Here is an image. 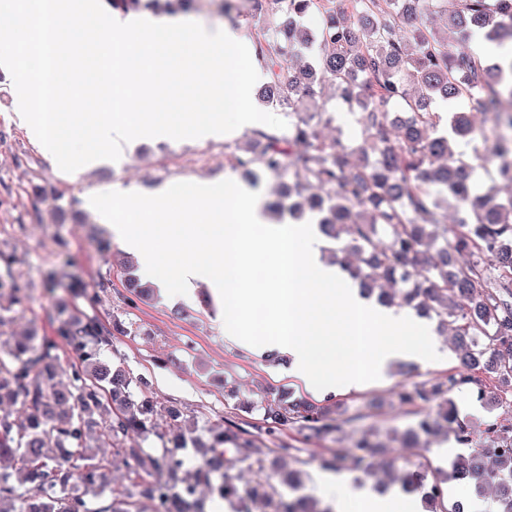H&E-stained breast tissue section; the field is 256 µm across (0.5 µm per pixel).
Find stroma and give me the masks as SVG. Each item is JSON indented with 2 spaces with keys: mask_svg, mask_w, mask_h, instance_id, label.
I'll return each instance as SVG.
<instances>
[{
  "mask_svg": "<svg viewBox=\"0 0 512 512\" xmlns=\"http://www.w3.org/2000/svg\"><path fill=\"white\" fill-rule=\"evenodd\" d=\"M246 8L245 0H192L177 17L226 26L252 41L262 22L246 16ZM11 85L10 74L0 71V253L13 259L9 265L0 262V278L25 288L28 300L0 316V347L33 332L54 335V305L61 300L73 318L95 316L116 325L105 358L129 373L130 394L151 395L156 403L155 428L143 447H161L164 437L175 431L204 438L210 428L232 423L263 447L291 449L290 465L306 473L298 495L321 499L322 460L331 447H349L351 439L370 426L384 431L413 424L418 410L399 404L398 385L405 379L431 381L458 366L447 348L448 337L440 336L446 348L442 360L405 361L404 374L389 370L382 382L337 397L344 422L337 439L308 438L290 426L271 436L260 433L267 405L280 394L302 402L310 401V394L285 364H271L225 341L215 323L219 307L205 285H198L191 298L169 296L163 288L147 301L134 297L124 284L123 248L86 206L89 194L116 188H158L193 179L240 180L229 158L243 145V134L202 141H133L124 145L119 161L65 173L14 121ZM35 185L44 187L42 199H33ZM51 271L57 274L52 289L45 283ZM75 279L87 284V295L70 296L68 286ZM452 400L469 428V442L463 445L443 434L414 449L411 467L431 478L444 477L456 456L484 447L489 425L512 426V406L480 403L467 389L454 392Z\"/></svg>",
  "mask_w": 512,
  "mask_h": 512,
  "instance_id": "stroma-1",
  "label": "stroma"
}]
</instances>
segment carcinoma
Listing matches in <instances>:
<instances>
[{
	"label": "carcinoma",
	"instance_id": "carcinoma-1",
	"mask_svg": "<svg viewBox=\"0 0 512 512\" xmlns=\"http://www.w3.org/2000/svg\"><path fill=\"white\" fill-rule=\"evenodd\" d=\"M263 27L256 54L268 76L267 103L288 110V128L256 130L231 155L246 178L288 179L274 204L279 214L299 220L317 216L331 244L332 262L356 282L363 296L386 307L411 308L437 320L455 336L460 368L433 383H411L398 392L403 404L423 410L408 431L412 437L440 430L468 442V429L449 398L463 386L497 406L512 397V194L496 187L478 192L473 162L480 151L500 157L496 174L512 185V54L495 61L446 50L448 34L461 40L480 35L512 46V0H248ZM318 17L311 28L308 16ZM310 54L302 68L284 63L288 53ZM352 109L360 130L354 146L323 136L330 124L325 90ZM462 106L440 131L436 100ZM482 114L490 127L476 124ZM57 338L34 346L17 343L0 358V400L30 405L24 418L0 411V458H9L16 481L0 473V512H133L130 495L112 490L111 503L92 509L112 462L97 448H111L141 479L140 496L154 512H204L195 497L203 483L253 512L254 497L241 493L230 473L233 462H261V448L246 431L229 425L199 444L201 463L182 475L169 439L161 450L126 444L153 430L155 403L125 396L103 418L105 403L122 392L126 378L88 351L110 344L112 331L97 317L78 324L60 321ZM82 364L67 381L51 362L58 340ZM296 424L323 438L341 431L328 407L280 401L266 412V432ZM491 443L458 457L446 479L480 493L496 487V512H512V427L489 426ZM387 447L369 432L356 442L353 467L373 472L370 460ZM408 492L423 491L419 472L397 477Z\"/></svg>",
	"mask_w": 512,
	"mask_h": 512
}]
</instances>
